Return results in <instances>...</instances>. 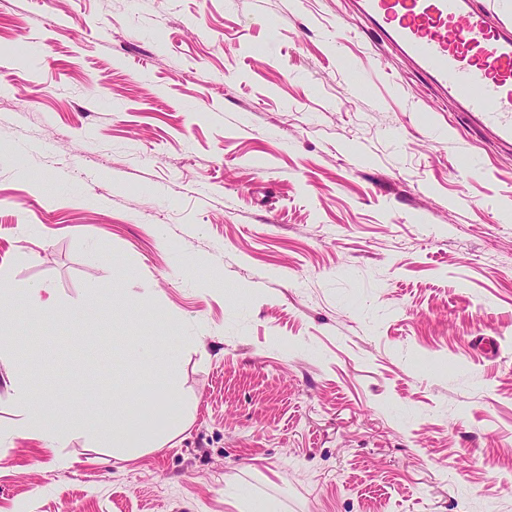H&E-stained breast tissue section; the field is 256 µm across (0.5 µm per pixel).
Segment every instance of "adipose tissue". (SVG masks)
<instances>
[{"label":"adipose tissue","instance_id":"obj_1","mask_svg":"<svg viewBox=\"0 0 512 512\" xmlns=\"http://www.w3.org/2000/svg\"><path fill=\"white\" fill-rule=\"evenodd\" d=\"M7 388L10 398L18 412V418L11 428L15 437H36L43 441L46 449L52 450L64 446L73 433V426L65 417L51 413L45 401L37 397L24 383L17 379H10ZM174 389L173 381L165 375L155 378L149 390L139 393L138 413H121V426L103 427L93 425L88 427L90 439L108 436L113 447H124L129 434L139 437H149L153 420L150 415L155 397H171Z\"/></svg>","mask_w":512,"mask_h":512}]
</instances>
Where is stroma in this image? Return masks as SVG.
Returning a JSON list of instances; mask_svg holds the SVG:
<instances>
[{
    "label": "stroma",
    "instance_id": "35a3bbf8",
    "mask_svg": "<svg viewBox=\"0 0 512 512\" xmlns=\"http://www.w3.org/2000/svg\"><path fill=\"white\" fill-rule=\"evenodd\" d=\"M0 270L62 309L0 512H512V155L347 0H0ZM164 373L183 432L87 439ZM6 387L18 412V419L11 427L12 436L39 438L48 450L62 447L69 441L73 426L65 417L51 413L46 402L20 380L11 378Z\"/></svg>",
    "mask_w": 512,
    "mask_h": 512
}]
</instances>
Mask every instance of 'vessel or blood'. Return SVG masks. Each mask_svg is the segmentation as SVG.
I'll return each instance as SVG.
<instances>
[{"mask_svg": "<svg viewBox=\"0 0 512 512\" xmlns=\"http://www.w3.org/2000/svg\"><path fill=\"white\" fill-rule=\"evenodd\" d=\"M364 22L480 131L512 151V19L473 0H354Z\"/></svg>", "mask_w": 512, "mask_h": 512, "instance_id": "obj_1", "label": "vessel or blood"}]
</instances>
